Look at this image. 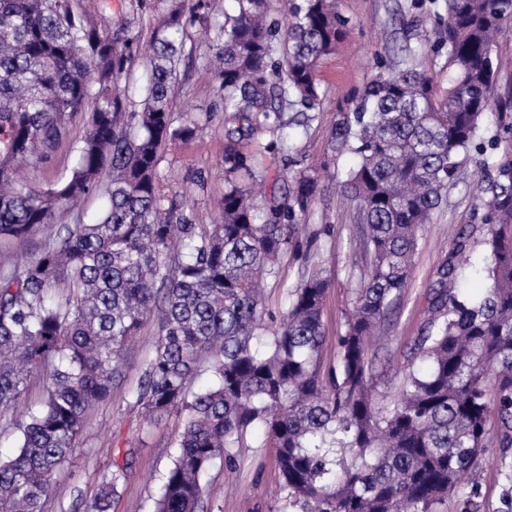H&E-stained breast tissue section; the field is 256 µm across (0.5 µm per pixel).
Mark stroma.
<instances>
[{
    "label": "stroma",
    "mask_w": 512,
    "mask_h": 512,
    "mask_svg": "<svg viewBox=\"0 0 512 512\" xmlns=\"http://www.w3.org/2000/svg\"><path fill=\"white\" fill-rule=\"evenodd\" d=\"M101 25L116 35L120 23H127L136 40L131 68L142 72L151 50L153 32L165 13L168 0H101ZM185 12L194 16L187 27L184 52L180 57L178 83L172 99L175 123L196 119L205 129L199 138L171 145L157 169L159 185L166 196L177 201L192 224H217L223 214L224 190V114L220 110L219 83L212 60L218 22L232 7L231 0H185ZM339 11L349 18L339 50L325 57L319 67L324 98L315 120L302 126L297 112L285 110L289 124L280 129H257L253 142L280 140L287 144L284 153L273 156L267 171L258 177L255 188L265 194L285 191L296 171H320L323 164H334L346 173L355 159L348 153L332 152L330 134L339 110L349 109L375 73L380 36H390L397 46H421L436 24L435 0H337ZM83 134L81 123H74L71 139L63 143L53 160L34 170L21 167L19 176L34 186L52 183L72 165V142ZM485 187L478 156H471L465 173L449 185L447 201L431 224L420 233L410 283L376 340L369 347L375 361L377 391L382 406L397 397L406 355L421 332L429 284L438 268L457 251L460 233L469 237V261L461 267L460 285L476 294L484 283L481 258L484 230L481 224V199ZM274 277L264 283L266 305L273 317H281L286 292L301 281V273L321 265L330 281L323 311L325 364L336 361V342L343 333L352 309L355 290L363 282L368 257L355 222V210L336 184L322 182L308 211L299 220ZM158 336L156 322L140 330L123 370L124 390L136 386L141 364L152 355ZM45 398L43 376L32 379L16 406L0 415V458L17 450L20 434L15 427L28 411L41 406ZM175 415L163 416L146 425L137 407L122 392L92 410L79 436L69 464L60 467L52 478V491L43 512H85L93 501L101 475L113 464L129 463L130 473L112 503L110 512H154L159 477L170 466L174 448L171 438L178 429ZM512 469V448L491 445L483 460L480 494L449 501L448 512H512V485L505 473ZM279 487L275 451L266 447L242 448L237 453L233 473H225L223 461H216L207 476L204 512H272Z\"/></svg>",
    "instance_id": "stroma-1"
}]
</instances>
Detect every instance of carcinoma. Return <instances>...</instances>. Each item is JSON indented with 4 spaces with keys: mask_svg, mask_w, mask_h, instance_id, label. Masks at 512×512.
I'll list each match as a JSON object with an SVG mask.
<instances>
[{
    "mask_svg": "<svg viewBox=\"0 0 512 512\" xmlns=\"http://www.w3.org/2000/svg\"><path fill=\"white\" fill-rule=\"evenodd\" d=\"M233 2L216 51L222 222L188 224L157 180L165 145L202 130L172 118L182 5L168 10L137 76L134 39L101 33L75 0H0V240L47 233L21 268L0 266V412L39 372L48 377L41 408L19 424L16 453L0 459V512H42L88 411L120 389L130 342L152 318L155 351L128 396L149 426L181 417L154 512H200L214 461L230 469L234 449L253 444L276 449L275 512H442L452 497L478 495L472 476L490 418L499 446L512 447V155L487 152L483 140L498 99L493 47L512 0H444L430 49L447 48V84L422 49H389L354 107L339 113L330 144L358 157L340 189L354 203L369 270L326 372L322 271L287 292L265 339L259 289L318 177L299 170L288 200L259 203L247 181L277 146L245 152L241 142L280 122L275 95L282 106L320 111L318 65L349 20L335 0H288L281 28L267 20V0ZM133 91L142 96L138 111L128 108ZM78 119L86 131L68 172L47 189L16 179V163L44 167ZM473 148L494 171L481 201L484 291L461 293L456 257L442 265L397 402L382 410L367 340L406 289L420 231ZM97 190L106 205L94 223L55 227L60 209ZM203 366L216 381L192 392ZM127 475L124 465L104 475L87 512H109Z\"/></svg>",
    "mask_w": 512,
    "mask_h": 512,
    "instance_id": "carcinoma-1",
    "label": "carcinoma"
}]
</instances>
